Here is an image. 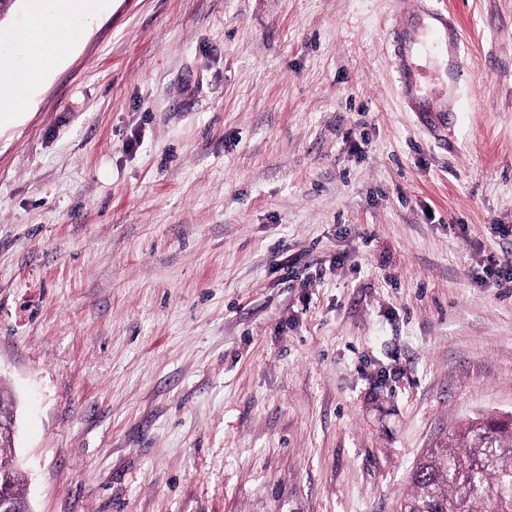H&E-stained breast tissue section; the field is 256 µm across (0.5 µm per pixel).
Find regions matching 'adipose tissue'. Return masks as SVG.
<instances>
[{"label":"adipose tissue","mask_w":512,"mask_h":512,"mask_svg":"<svg viewBox=\"0 0 512 512\" xmlns=\"http://www.w3.org/2000/svg\"><path fill=\"white\" fill-rule=\"evenodd\" d=\"M95 0H54L45 6L44 0H33V22L25 24L8 38L25 52L24 62L0 54V122L14 118L27 104V93L76 41L81 28L80 16ZM52 9L53 38H45L39 20L45 9Z\"/></svg>","instance_id":"adipose-tissue-1"}]
</instances>
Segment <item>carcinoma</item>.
<instances>
[{
  "label": "carcinoma",
  "mask_w": 512,
  "mask_h": 512,
  "mask_svg": "<svg viewBox=\"0 0 512 512\" xmlns=\"http://www.w3.org/2000/svg\"><path fill=\"white\" fill-rule=\"evenodd\" d=\"M0 473L11 478L16 512L29 503L12 448L0 447ZM398 512H512V425L493 416L468 421L428 456L411 476Z\"/></svg>",
  "instance_id": "obj_1"
}]
</instances>
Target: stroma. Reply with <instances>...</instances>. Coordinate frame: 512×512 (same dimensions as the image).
Returning <instances> with one entry per match:
<instances>
[{
  "label": "stroma",
  "mask_w": 512,
  "mask_h": 512,
  "mask_svg": "<svg viewBox=\"0 0 512 512\" xmlns=\"http://www.w3.org/2000/svg\"><path fill=\"white\" fill-rule=\"evenodd\" d=\"M0 385L33 512H396L512 414V0H103L0 127ZM429 19L434 23L424 21L425 32L419 39L412 41L405 34L398 74L416 112H443L429 103L427 89L416 72L412 58L425 59L444 53L448 47V30L454 32L456 45L463 41V35L449 22L446 12L434 10Z\"/></svg>",
  "instance_id": "35a3bbf8"
}]
</instances>
